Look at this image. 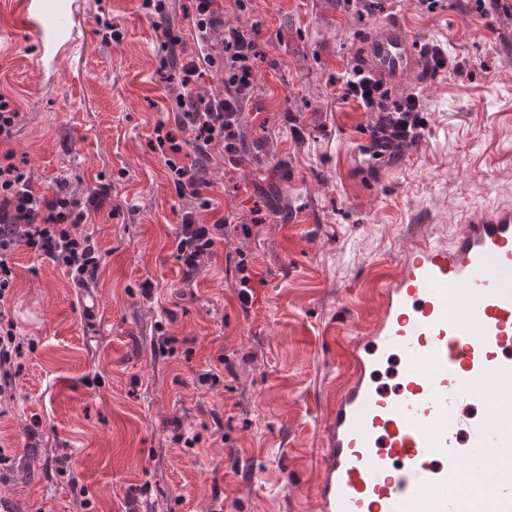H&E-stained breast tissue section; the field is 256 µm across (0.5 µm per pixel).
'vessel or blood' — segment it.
I'll use <instances>...</instances> for the list:
<instances>
[{"label": "vessel or blood", "instance_id": "obj_1", "mask_svg": "<svg viewBox=\"0 0 512 512\" xmlns=\"http://www.w3.org/2000/svg\"><path fill=\"white\" fill-rule=\"evenodd\" d=\"M41 73L56 76L85 30L83 0H16ZM405 21L364 40L383 86L416 75ZM367 335L348 337L351 372L325 427L320 512H512V207L466 219L405 251L377 286ZM399 380L378 385L389 361Z\"/></svg>", "mask_w": 512, "mask_h": 512}]
</instances>
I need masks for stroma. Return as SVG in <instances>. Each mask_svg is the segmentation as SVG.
<instances>
[{"instance_id":"35a3bbf8","label":"stroma","mask_w":512,"mask_h":512,"mask_svg":"<svg viewBox=\"0 0 512 512\" xmlns=\"http://www.w3.org/2000/svg\"><path fill=\"white\" fill-rule=\"evenodd\" d=\"M507 2L483 17L473 0H217L224 28L255 33V88L235 161L204 163L230 227L190 280L176 234L197 201L176 197L150 142L176 97L223 93V70L183 85L142 0H86L83 43L50 82L29 35L0 36V95L21 113L0 154L35 191L87 205L77 231L101 255L86 289L27 247L13 256L0 512H318L341 330L371 325V281L415 236L512 204ZM404 15L451 66L395 84L391 99H424L422 135L378 161L377 115L339 80L372 27ZM107 20L121 39L101 40Z\"/></svg>"}]
</instances>
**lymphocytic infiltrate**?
<instances>
[{"instance_id": "lymphocytic-infiltrate-1", "label": "lymphocytic infiltrate", "mask_w": 512, "mask_h": 512, "mask_svg": "<svg viewBox=\"0 0 512 512\" xmlns=\"http://www.w3.org/2000/svg\"><path fill=\"white\" fill-rule=\"evenodd\" d=\"M257 56L251 33L235 28L224 33L221 58L210 54L190 57L182 64L184 84H191L201 66L224 67V92L210 98L178 101L174 121L177 126L192 128L193 150L200 155L212 150L234 155L237 150L236 126L241 104L254 89V60ZM344 98H351L368 112L377 113L371 130V144L376 157L382 158L421 134L418 114L422 105L417 96L391 99L380 83L365 73L361 65L348 67L341 79ZM178 198L198 199L199 205L183 211L176 237V256L187 273H195L203 258L214 256L218 240L224 237V221L207 222L212 208L203 191L209 182L194 168L172 166ZM86 220L80 202L56 193H37L26 174L14 163L11 153L0 155V299L12 286L13 255L24 245L64 265L74 282L88 286L101 266L90 236L76 232Z\"/></svg>"}]
</instances>
